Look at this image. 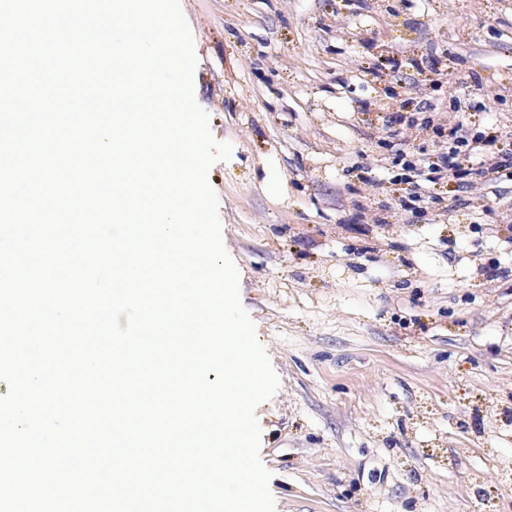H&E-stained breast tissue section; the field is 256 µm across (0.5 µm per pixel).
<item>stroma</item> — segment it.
I'll return each instance as SVG.
<instances>
[{
  "instance_id": "obj_1",
  "label": "stroma",
  "mask_w": 512,
  "mask_h": 512,
  "mask_svg": "<svg viewBox=\"0 0 512 512\" xmlns=\"http://www.w3.org/2000/svg\"><path fill=\"white\" fill-rule=\"evenodd\" d=\"M194 94L230 144L209 184L240 300L279 378L256 409L276 512H512V184L441 221L378 193V164L441 122L512 138V0H180ZM447 55L476 77L408 66ZM397 55L398 81L375 62ZM504 275L488 280L484 266Z\"/></svg>"
}]
</instances>
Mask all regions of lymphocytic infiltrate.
<instances>
[{"mask_svg": "<svg viewBox=\"0 0 512 512\" xmlns=\"http://www.w3.org/2000/svg\"><path fill=\"white\" fill-rule=\"evenodd\" d=\"M422 129L431 131L435 151L422 163L406 161L393 176L387 192L397 195L405 208L424 200L438 201L447 183L480 185L487 189L512 180V146L501 142L496 132L468 135L462 124H433L424 120Z\"/></svg>", "mask_w": 512, "mask_h": 512, "instance_id": "lymphocytic-infiltrate-1", "label": "lymphocytic infiltrate"}]
</instances>
